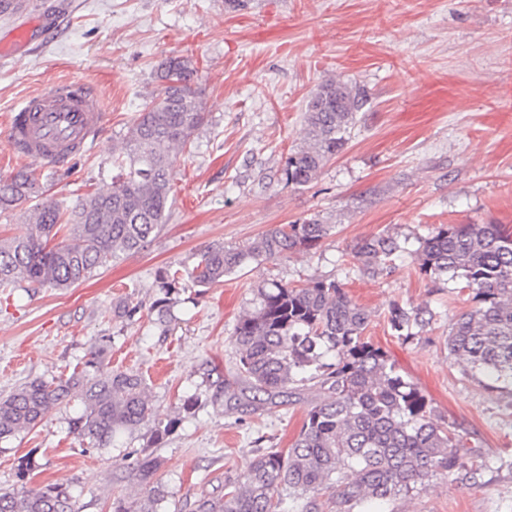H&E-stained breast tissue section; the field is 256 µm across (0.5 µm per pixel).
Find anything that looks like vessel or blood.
I'll return each mask as SVG.
<instances>
[{"label":"vessel or blood","mask_w":512,"mask_h":512,"mask_svg":"<svg viewBox=\"0 0 512 512\" xmlns=\"http://www.w3.org/2000/svg\"><path fill=\"white\" fill-rule=\"evenodd\" d=\"M110 116L81 77L28 96L9 117L4 134L10 151L42 169H55L97 142Z\"/></svg>","instance_id":"obj_1"}]
</instances>
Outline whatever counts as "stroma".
I'll list each match as a JSON object with an SVG mask.
<instances>
[{"mask_svg": "<svg viewBox=\"0 0 512 512\" xmlns=\"http://www.w3.org/2000/svg\"><path fill=\"white\" fill-rule=\"evenodd\" d=\"M0 13V41L21 25L29 41L0 56V129L25 97L72 76L88 82L110 114L96 145L65 173L44 172L51 198L69 205L89 184L109 188L112 156L141 105L161 87L159 64L189 58L198 70L208 123L180 155L182 181L171 216L150 248L124 255L80 284L17 296L0 288V396L48 380L84 361L99 336L112 338L100 373L139 371L154 416L167 419L193 392L194 418L161 446L148 427L117 447L88 449L70 434L72 408L0 441V488L28 480L72 484L79 512H112L117 498L145 496L129 476L135 456L162 461L154 476L164 512H192L224 495L258 447L289 448L310 394L262 410L231 407L240 394L230 341L253 291L270 280L302 286L339 279L371 313V341L388 352L436 410L480 444L487 457L512 460V398L464 374L444 341L449 323L470 308L455 283L436 284L405 263L392 275L344 273L363 239L388 230L427 234L440 224L495 222L512 229V0H29ZM363 87L345 147L308 186L281 178L302 115L326 78ZM331 224L321 245L277 262L252 263L209 288L175 296L167 334L147 310L162 268L179 266L213 243L239 245L276 224L310 217ZM144 304L133 320L112 321L118 298ZM430 302L436 318L421 339L401 343L388 321L392 303ZM394 512H512V467L464 486L445 475L396 500Z\"/></svg>", "mask_w": 512, "mask_h": 512, "instance_id": "obj_1", "label": "stroma"}]
</instances>
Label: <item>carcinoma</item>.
<instances>
[{"mask_svg":"<svg viewBox=\"0 0 512 512\" xmlns=\"http://www.w3.org/2000/svg\"><path fill=\"white\" fill-rule=\"evenodd\" d=\"M162 88L147 101L112 157L107 190L86 192L70 208L46 197L29 215L31 229L0 238V286L30 293L69 288L120 254L146 248L170 219L178 153L194 145L208 113L191 60L170 58L160 65ZM366 102L364 89L334 78L321 81L304 113L302 142L282 168L286 183L304 187L346 145L347 133ZM35 170L20 169L0 181V210L17 207L39 193ZM334 225L318 217L279 224L244 246L212 244L177 268L161 271L152 302L153 324L165 334L172 319L173 293L184 280L208 288L252 262H276L316 248ZM63 239L52 245L57 233ZM408 240L378 234L358 243L353 266L372 277L388 275L410 257L435 282H465L472 307L448 328V353L485 386L512 396V230L503 224H441ZM140 311L132 297L112 304V318ZM436 313L430 302L395 303L388 323L398 340L420 338ZM370 313L334 279L292 287L272 280L254 290L251 308L239 316L231 342L237 377L253 392L248 405L314 392L290 448H269L219 499H202L194 512H312L315 496L332 495L334 512H389L388 506L415 492L430 478L448 475L477 485L491 461L451 423L435 413L418 387L387 353L364 335ZM112 352L109 336L98 338L88 357L70 374L32 380L0 397V440L29 429L53 410L78 405L69 432L96 449L110 448L125 433L150 422L151 407L142 375L90 370ZM191 395L167 421L153 423L151 444L166 441L195 415ZM161 466L157 457L136 461L148 483ZM164 498L159 484L133 504L112 503V512H157ZM72 486L47 483L0 489V512H77Z\"/></svg>","mask_w":512,"mask_h":512,"instance_id":"carcinoma-1","label":"carcinoma"}]
</instances>
